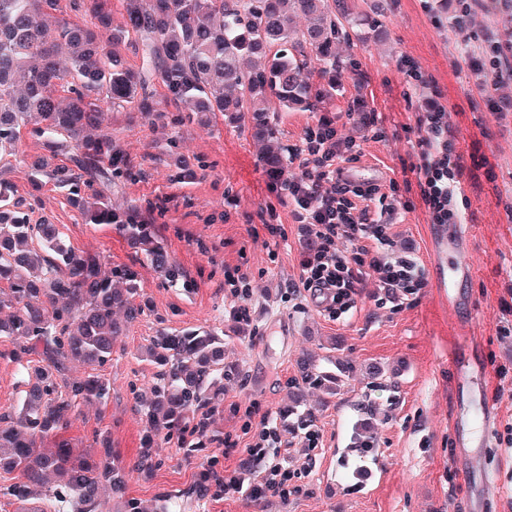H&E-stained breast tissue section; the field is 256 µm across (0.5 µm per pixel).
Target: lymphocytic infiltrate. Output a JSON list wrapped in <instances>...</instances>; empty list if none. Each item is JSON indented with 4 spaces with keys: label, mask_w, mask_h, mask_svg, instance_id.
<instances>
[{
    "label": "lymphocytic infiltrate",
    "mask_w": 512,
    "mask_h": 512,
    "mask_svg": "<svg viewBox=\"0 0 512 512\" xmlns=\"http://www.w3.org/2000/svg\"><path fill=\"white\" fill-rule=\"evenodd\" d=\"M416 123L418 161L410 170L418 195L431 223H459L469 205L461 187L465 168L482 171L492 182L494 167L479 152L466 156L457 150L448 136L446 109L438 101H430L418 113ZM358 154L354 140L340 138L331 122L319 121L307 129L303 148L295 150L301 173L288 183L291 215L301 238L319 242L318 249L301 254L298 286L314 294H329L333 310L352 308L368 275L395 295H411L427 285L416 262L382 253V245L390 241L389 224L371 204L386 201L387 191L396 190L397 185H356L345 179L342 161L357 160Z\"/></svg>",
    "instance_id": "1"
}]
</instances>
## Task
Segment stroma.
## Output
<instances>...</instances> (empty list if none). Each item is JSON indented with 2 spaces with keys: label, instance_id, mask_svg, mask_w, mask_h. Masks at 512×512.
<instances>
[{
  "label": "stroma",
  "instance_id": "35a3bbf8",
  "mask_svg": "<svg viewBox=\"0 0 512 512\" xmlns=\"http://www.w3.org/2000/svg\"><path fill=\"white\" fill-rule=\"evenodd\" d=\"M459 10V0H357L361 20L336 45L337 56L354 62V69L331 76L310 67V83L333 84L334 96L314 110L278 115L288 150L300 148L307 128L328 119L360 146L358 160L345 165L350 181L400 182L390 234L394 250L424 271L428 286L419 294L394 303L370 285L355 307L335 317L309 293H293L303 244L288 198L272 192L250 126L225 116L208 127L174 131L114 111L106 126L143 172L113 194V204L132 202L153 217L191 289L163 283L114 226L83 223L64 193L49 183L41 189L37 216L58 224L71 246L100 254L105 266L129 265L139 273L147 309L116 340L100 371L110 397L77 409L63 435L96 458L111 449L131 471L127 497L146 510L161 501L164 512H472L478 499L479 512H512V446L503 441L512 423V391H502L496 373L501 366L512 369V335L499 331L512 321V214L506 211L512 204V75L483 96L460 62L490 42L512 43V0H499L495 8L480 0L461 25ZM434 95L447 109L457 149L479 146L496 172L492 183L462 180L470 200L460 223L467 238L463 259L473 276L462 284L464 302L456 309L440 289L448 266L434 261L438 229L416 191L403 186L417 160L416 113ZM362 113L376 118L375 128L359 122ZM172 141L200 161L202 177L171 181L158 157ZM272 209L288 231L280 244L254 232ZM236 265L253 286L246 322L233 317L224 286L225 268ZM200 325L223 337L225 361L241 369L224 384V408L211 418L214 439L190 456L178 438L159 439L152 472H135L146 426L141 401L157 372L140 351L159 331ZM305 352L327 368L344 361L353 371L333 397L305 390L301 408L312 411V423L294 431L280 426L279 414L292 405L288 384ZM472 358L482 366V399L495 417L483 432L484 472L466 477L455 455L452 421L461 403L454 378L458 361ZM369 365L385 370V384L369 378ZM263 418L278 429L279 458L296 474L288 497L263 498L256 509L251 489L265 463L249 458L247 449L257 443L254 426ZM364 422L375 427L377 449L345 462L354 428ZM247 463L248 475L242 471ZM210 467L237 476L239 489L218 494L202 477Z\"/></svg>",
  "mask_w": 512,
  "mask_h": 512
}]
</instances>
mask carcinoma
Wrapping results in <instances>:
<instances>
[{
  "mask_svg": "<svg viewBox=\"0 0 512 512\" xmlns=\"http://www.w3.org/2000/svg\"><path fill=\"white\" fill-rule=\"evenodd\" d=\"M125 24L112 27L109 0H67L77 20L59 18L60 0H0V158L17 156L21 129L41 141L42 152L23 162L33 182L40 178L66 192L86 224H112L144 255L161 279L191 287L183 269L157 240L156 225L140 208L112 205V188L141 178L138 167L105 131L109 113L135 112L149 123L173 129L206 125L220 113L248 122L266 142L267 175L278 180L288 163L278 116L260 107L309 111L332 96L307 80L308 61L324 74L343 67L336 42L354 19L348 0H121ZM309 18L306 29L294 17ZM138 36L142 65L133 70L121 53L129 34ZM165 89L166 106L151 85ZM71 96L63 101L57 88ZM190 105L187 111L167 107ZM162 162L178 183L194 180L202 166L168 151ZM36 198L15 196L0 177V336L10 338L13 361L40 357L17 409L0 414V471L19 480L0 485V498L20 512H42L49 496L72 512H94L111 491L123 512H142L123 498L129 471L109 448L89 461L60 435L80 403L102 402L109 383L92 372L65 376L66 364L95 369L112 360L117 338L144 314L130 266L102 270L101 257L68 245L56 225L33 220ZM142 354L160 370L145 400L147 426L137 470L154 466L157 439L173 435L181 445L187 421L219 412L224 381L239 375L224 362V342L211 328H188L151 337ZM338 373L315 361L304 364L292 388L317 387L336 394Z\"/></svg>",
  "mask_w": 512,
  "mask_h": 512,
  "instance_id": "carcinoma-1",
  "label": "carcinoma"
}]
</instances>
